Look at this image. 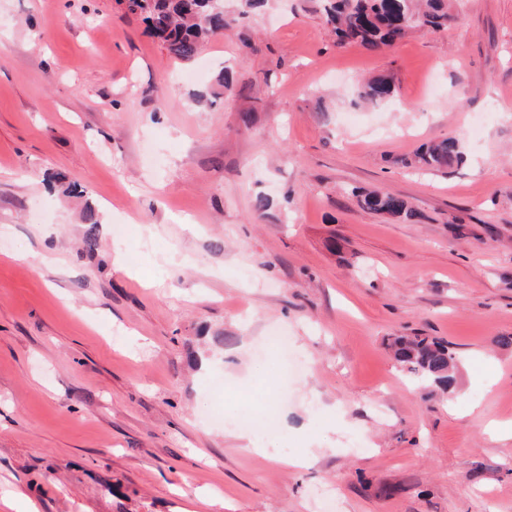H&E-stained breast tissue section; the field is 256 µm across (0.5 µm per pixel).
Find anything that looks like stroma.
<instances>
[{"instance_id":"obj_1","label":"stroma","mask_w":512,"mask_h":512,"mask_svg":"<svg viewBox=\"0 0 512 512\" xmlns=\"http://www.w3.org/2000/svg\"><path fill=\"white\" fill-rule=\"evenodd\" d=\"M312 7L178 62L119 0H0V512H512V0L377 52ZM379 74L395 98L357 102ZM446 137L462 164L406 166ZM401 335L448 342L453 392ZM267 410L280 436L241 448ZM358 198L360 206L368 211L385 215L391 218H405L413 220L418 217V213L403 198L381 193L376 190L353 192ZM84 222L86 224V230L83 236V249L88 253L95 252L100 243L98 234V224L100 220L95 209L87 204L84 212ZM393 358L417 381L432 382L450 392L457 356L448 344L419 336H398L391 343Z\"/></svg>"}]
</instances>
